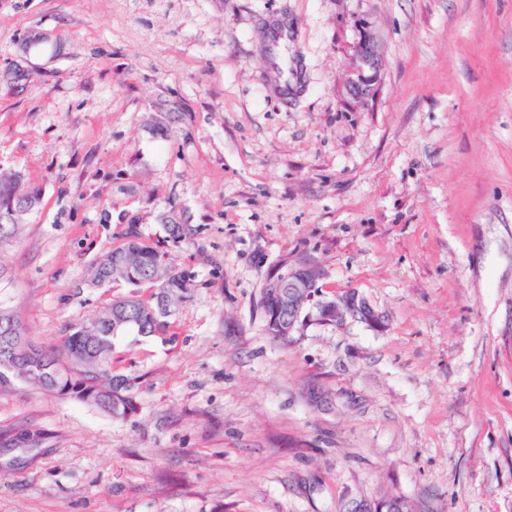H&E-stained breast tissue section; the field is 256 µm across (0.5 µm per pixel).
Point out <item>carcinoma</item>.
I'll use <instances>...</instances> for the list:
<instances>
[{
  "label": "carcinoma",
  "mask_w": 512,
  "mask_h": 512,
  "mask_svg": "<svg viewBox=\"0 0 512 512\" xmlns=\"http://www.w3.org/2000/svg\"><path fill=\"white\" fill-rule=\"evenodd\" d=\"M39 201L38 191L24 189L21 176L0 175V242L21 233L18 213L32 210ZM286 279H270L262 297L268 331L288 340V321L293 331L306 325L309 292L304 288L273 290ZM125 284L132 291L117 296L90 322L70 328L62 356L53 353L54 367L43 378L30 373L33 363H22L24 349L17 350L21 363L10 368L0 362V388L17 381L64 398L76 399L110 417H122L134 409V379L112 373V346L126 336L148 337L164 330L175 307L189 298L191 275L167 263L155 244L137 232L127 233L123 243L104 252L90 265L85 285L99 288ZM365 512H409L401 498L377 503L364 502Z\"/></svg>",
  "instance_id": "cac0c4a2"
}]
</instances>
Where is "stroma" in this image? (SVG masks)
<instances>
[{
  "label": "stroma",
  "mask_w": 512,
  "mask_h": 512,
  "mask_svg": "<svg viewBox=\"0 0 512 512\" xmlns=\"http://www.w3.org/2000/svg\"><path fill=\"white\" fill-rule=\"evenodd\" d=\"M0 171L40 196L0 308L43 349L128 293L82 282L129 226L194 277L113 349L135 413L0 389V512H512V0H0ZM302 264L383 329L272 336ZM381 67L378 45L368 29H365L355 49V67L348 84L350 94L359 99L372 94L378 83Z\"/></svg>",
  "instance_id": "obj_1"
}]
</instances>
